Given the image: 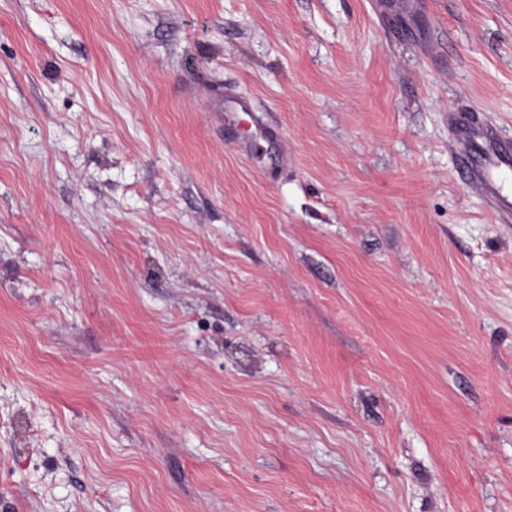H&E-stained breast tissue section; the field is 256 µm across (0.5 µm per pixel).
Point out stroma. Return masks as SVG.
I'll return each instance as SVG.
<instances>
[{"label": "stroma", "mask_w": 512, "mask_h": 512, "mask_svg": "<svg viewBox=\"0 0 512 512\" xmlns=\"http://www.w3.org/2000/svg\"><path fill=\"white\" fill-rule=\"evenodd\" d=\"M472 113L512 0H0V512H512Z\"/></svg>", "instance_id": "1"}]
</instances>
